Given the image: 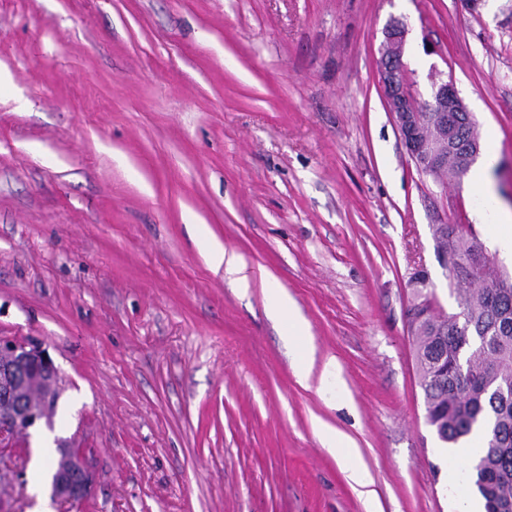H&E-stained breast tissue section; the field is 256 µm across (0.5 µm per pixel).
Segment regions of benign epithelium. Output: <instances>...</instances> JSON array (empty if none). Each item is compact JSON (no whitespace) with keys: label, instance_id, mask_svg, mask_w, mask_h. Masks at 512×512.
Segmentation results:
<instances>
[{"label":"benign epithelium","instance_id":"7a95c632","mask_svg":"<svg viewBox=\"0 0 512 512\" xmlns=\"http://www.w3.org/2000/svg\"><path fill=\"white\" fill-rule=\"evenodd\" d=\"M406 29L403 23L394 21L384 32L382 43L381 75L385 98L397 129L410 159L417 168L426 172L448 166V149L455 141V127L450 113L464 112L466 107L452 82L429 75L431 101L427 112L434 113L433 119L425 121L417 104L411 100L408 91L405 52ZM437 255L446 268L457 267L464 273L489 276L498 271V266L483 250L466 259H459L446 250H437ZM0 382L11 384L21 391L20 375L32 368L48 377L51 387L60 386L61 374L44 350L32 342L10 336H0ZM51 407L44 403L18 400L5 412H0V449L24 448L21 437L48 419ZM59 454L65 457V468H55L52 484L54 498L64 502H76L87 496L91 476L85 466L82 452L66 441L60 444Z\"/></svg>","mask_w":512,"mask_h":512}]
</instances>
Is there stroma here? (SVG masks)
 Instances as JSON below:
<instances>
[{
	"label": "stroma",
	"mask_w": 512,
	"mask_h": 512,
	"mask_svg": "<svg viewBox=\"0 0 512 512\" xmlns=\"http://www.w3.org/2000/svg\"><path fill=\"white\" fill-rule=\"evenodd\" d=\"M396 20L412 92L455 83L511 208L512 0H0V336L37 339L63 376L0 512H34L56 438L94 485L53 512H367L318 420L353 441L376 512H457L414 274L452 315L433 225L512 259L478 193L407 154L380 82ZM211 237L245 282L210 268ZM271 288L307 322L308 382Z\"/></svg>",
	"instance_id": "35a3bbf8"
}]
</instances>
